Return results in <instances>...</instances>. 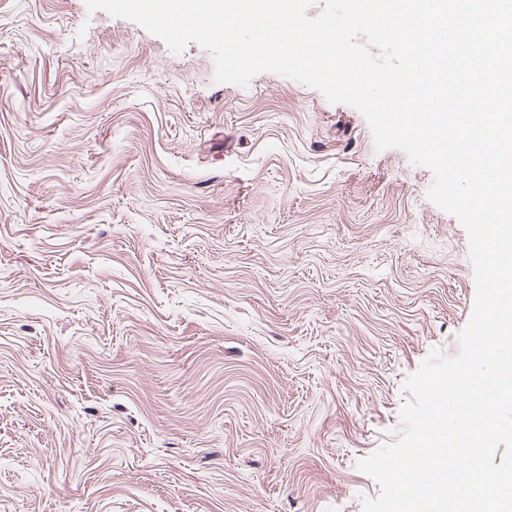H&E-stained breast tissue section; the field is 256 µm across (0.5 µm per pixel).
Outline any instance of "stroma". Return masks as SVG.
I'll use <instances>...</instances> for the list:
<instances>
[{
	"instance_id": "1",
	"label": "stroma",
	"mask_w": 512,
	"mask_h": 512,
	"mask_svg": "<svg viewBox=\"0 0 512 512\" xmlns=\"http://www.w3.org/2000/svg\"><path fill=\"white\" fill-rule=\"evenodd\" d=\"M364 116L0 0V512H362L469 238Z\"/></svg>"
}]
</instances>
